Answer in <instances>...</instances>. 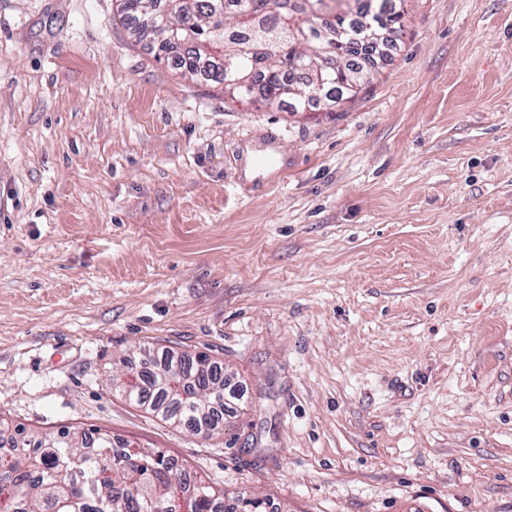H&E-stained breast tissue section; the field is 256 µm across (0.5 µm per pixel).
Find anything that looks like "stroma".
Listing matches in <instances>:
<instances>
[{
    "mask_svg": "<svg viewBox=\"0 0 512 512\" xmlns=\"http://www.w3.org/2000/svg\"><path fill=\"white\" fill-rule=\"evenodd\" d=\"M391 39L291 112L172 69L116 0H0V416L278 512H512V0H408ZM169 350L223 367L226 430L112 390Z\"/></svg>",
    "mask_w": 512,
    "mask_h": 512,
    "instance_id": "obj_1",
    "label": "stroma"
}]
</instances>
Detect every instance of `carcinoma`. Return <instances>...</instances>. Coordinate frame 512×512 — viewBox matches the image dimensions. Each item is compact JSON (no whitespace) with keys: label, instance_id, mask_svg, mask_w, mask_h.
Masks as SVG:
<instances>
[{"label":"carcinoma","instance_id":"obj_1","mask_svg":"<svg viewBox=\"0 0 512 512\" xmlns=\"http://www.w3.org/2000/svg\"><path fill=\"white\" fill-rule=\"evenodd\" d=\"M317 0H119L117 12L137 40L157 44L171 67L198 76L212 62L207 81L233 99L254 94V77L271 106L303 112L313 101L322 75L312 63L317 47L330 44L338 59L330 101L352 97L374 79L358 58L357 46L336 40V27L349 25L339 14L322 25L312 17ZM224 6V32L212 30L211 16ZM233 56L239 81L224 74ZM120 360L112 387L130 402L162 417L176 428L211 434L224 425L226 407L235 394L227 390L221 367L198 354L168 355L154 369L136 371ZM14 429L11 445H0V496L8 512H179L176 494L190 498L192 512H266L267 502L224 492L164 453L140 448L101 432L94 447L86 433H27L0 416V432Z\"/></svg>","mask_w":512,"mask_h":512}]
</instances>
